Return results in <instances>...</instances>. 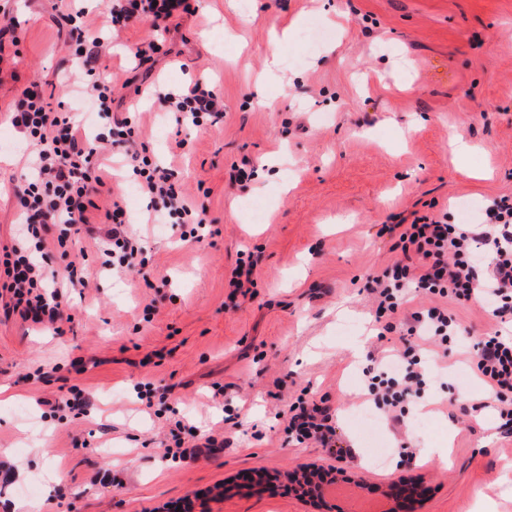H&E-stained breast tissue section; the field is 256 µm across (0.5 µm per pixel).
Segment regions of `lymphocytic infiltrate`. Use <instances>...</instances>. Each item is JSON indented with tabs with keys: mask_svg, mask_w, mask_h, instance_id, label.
I'll return each mask as SVG.
<instances>
[{
	"mask_svg": "<svg viewBox=\"0 0 512 512\" xmlns=\"http://www.w3.org/2000/svg\"><path fill=\"white\" fill-rule=\"evenodd\" d=\"M190 10V0H109L105 23L112 33L136 21L157 27ZM60 19L81 69V78L69 84L68 95L90 101L103 126L97 134L88 135L79 113L53 109L41 85L34 83L22 90L10 110V120L33 148V176L14 190L22 233L0 253V271L6 276L0 288L10 294L8 313L45 326L63 321L62 294L48 289L46 271L33 256L57 251L69 258L82 235H93L94 196L112 179L105 153L128 158L141 194L161 204L178 223L190 225L189 240L199 241L198 231L207 223L205 207L144 155L128 119L113 118L112 81L100 76L97 67L104 39L97 36L88 11L72 9ZM153 93L178 121L188 118L198 126L214 125L223 116V97L207 82L157 86ZM105 218L111 230L102 267L127 273L135 268L144 243L130 231V216L120 203H113ZM386 230L397 236L402 258L366 280L364 288L375 302L376 317L401 309L408 289L429 296L430 302L406 316L407 337L393 352V370L366 369L367 391L374 406L388 420L403 422L407 406L427 384L421 343L447 352L461 333L452 305L480 298L489 301L497 325L472 345L474 372L487 389L486 399L474 403L472 409H494L502 427L512 430V198L493 200L476 224H448L424 216L409 224L387 225ZM66 269L68 285L86 286L89 274L82 263L69 258ZM284 416L295 443L312 440L325 448L335 447L336 424L330 405L300 399L289 404Z\"/></svg>",
	"mask_w": 512,
	"mask_h": 512,
	"instance_id": "lymphocytic-infiltrate-1",
	"label": "lymphocytic infiltrate"
}]
</instances>
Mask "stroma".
<instances>
[{
  "instance_id": "1",
  "label": "stroma",
  "mask_w": 512,
  "mask_h": 512,
  "mask_svg": "<svg viewBox=\"0 0 512 512\" xmlns=\"http://www.w3.org/2000/svg\"><path fill=\"white\" fill-rule=\"evenodd\" d=\"M193 13L163 34V52L134 67L130 54L155 32L141 22L102 53L112 110L135 111L148 155L207 208L212 236L183 240L184 225L148 222L147 201L119 177L101 205L120 201L144 236L150 283L101 269L109 225L85 241L89 287L69 291L62 332L6 317L0 290V385L18 400L0 404V512L45 500L47 512H308L285 473L340 465L385 484L420 480L421 507L403 512H512V435L493 410L470 406L485 388L470 348L494 326L482 301L453 306L464 334L447 356L423 357L430 382L423 410L401 429L385 418L353 419L368 407L370 359L399 346L403 313L382 333L363 290L368 276L401 257L384 224L414 216L480 222L486 206L512 196V0H254L245 20L230 0H192ZM18 46L0 51V247L17 230L13 184L24 180L27 145L8 110L30 83L54 101L74 79L67 31L51 0H13ZM301 19L283 44L285 72L273 103L257 97L273 33ZM214 39L202 45L199 35ZM203 78L224 97L219 126H174L151 96L155 85ZM415 124V131L399 130ZM458 131L473 151L456 161ZM247 165L246 187L229 180ZM257 263L254 284L226 305L239 257ZM152 313H145V306ZM150 381L167 391V411L138 399ZM78 386L89 414L51 416L49 401ZM327 399L345 451L289 441L278 413L297 397ZM431 429L418 427L419 419ZM218 440L196 457L171 461L164 440L174 424ZM407 442L411 457L371 461L370 438ZM448 443L447 460L427 448ZM62 472L47 493L46 466Z\"/></svg>"
}]
</instances>
